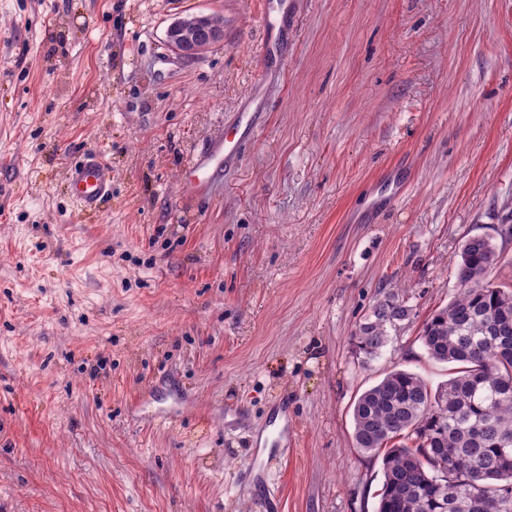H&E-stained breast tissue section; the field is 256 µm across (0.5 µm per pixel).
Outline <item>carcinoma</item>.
<instances>
[{
    "mask_svg": "<svg viewBox=\"0 0 512 512\" xmlns=\"http://www.w3.org/2000/svg\"><path fill=\"white\" fill-rule=\"evenodd\" d=\"M496 261L488 237H468L454 296L422 326L429 356L457 364L455 375L432 389L396 369L353 404L354 447L382 460L376 512H512V353L487 342L500 316L512 319V289L487 281ZM411 314L397 295L378 301L353 336L358 349L379 355ZM442 442L452 457L435 454Z\"/></svg>",
    "mask_w": 512,
    "mask_h": 512,
    "instance_id": "obj_1",
    "label": "carcinoma"
}]
</instances>
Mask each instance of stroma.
I'll list each match as a JSON object with an SVG mask.
<instances>
[{"label":"stroma","mask_w":512,"mask_h":512,"mask_svg":"<svg viewBox=\"0 0 512 512\" xmlns=\"http://www.w3.org/2000/svg\"><path fill=\"white\" fill-rule=\"evenodd\" d=\"M197 12L224 41L186 62L165 31ZM255 97L257 136L187 196ZM506 224L512 0H0V512H374L353 403L447 380L423 323L465 237L512 288ZM390 294L412 314L370 359ZM73 200L84 212H92L112 191V172L93 156H87L70 170ZM411 314L412 307L398 295L378 301L353 336L358 349L369 357L379 355L392 340L391 330L396 331Z\"/></svg>","instance_id":"obj_1"}]
</instances>
